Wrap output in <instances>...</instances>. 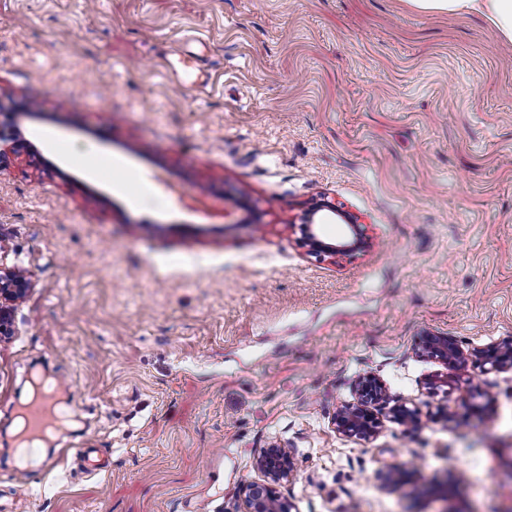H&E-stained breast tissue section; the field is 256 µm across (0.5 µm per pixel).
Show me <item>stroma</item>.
I'll list each match as a JSON object with an SVG mask.
<instances>
[{"label": "stroma", "mask_w": 512, "mask_h": 512, "mask_svg": "<svg viewBox=\"0 0 512 512\" xmlns=\"http://www.w3.org/2000/svg\"><path fill=\"white\" fill-rule=\"evenodd\" d=\"M209 48L208 84L169 71ZM5 263L31 279L0 340V512H224L261 449L296 512H512V371L423 355L512 336V43L407 0H0ZM112 156L110 175L80 159ZM136 182H126L127 172ZM369 251L301 245L321 198ZM447 423L333 419L360 376ZM62 408L16 463L30 392ZM419 478L386 490L387 465ZM321 211H328L336 215L346 223L348 234L343 242L337 244L326 243L318 238L314 230V217ZM304 223V244L309 247L308 253L317 258L336 259L349 256L354 253L364 252L370 247V238L366 233L365 226L358 224L356 219L345 212L331 201L323 200L311 207L305 214Z\"/></svg>", "instance_id": "1"}]
</instances>
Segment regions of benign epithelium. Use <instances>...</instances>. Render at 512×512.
Returning <instances> with one entry per match:
<instances>
[{
    "label": "benign epithelium",
    "mask_w": 512,
    "mask_h": 512,
    "mask_svg": "<svg viewBox=\"0 0 512 512\" xmlns=\"http://www.w3.org/2000/svg\"><path fill=\"white\" fill-rule=\"evenodd\" d=\"M321 211H328L345 221L348 234L344 241L331 244L318 238L314 217ZM303 229L308 253L320 259L349 256L370 247L365 226L330 201L324 200L306 212ZM31 287L30 279L0 263V338L11 335L12 313L27 297ZM423 348L428 357L445 365L469 360L482 371L512 370V336L483 348L466 350L453 336L431 334L425 337ZM354 391L355 401L341 405L334 419L336 431L348 439L369 441L379 434L382 421L370 409L372 405L387 410L389 421L402 427L417 429L423 423L422 412L417 405L407 406V402L395 398L389 388L375 377L359 379ZM255 467L263 479L242 482L237 500L225 512H293L294 504L279 490L293 473V461L288 450L276 445L262 449ZM417 475V469L411 465H391L382 474V488L400 486Z\"/></svg>",
    "instance_id": "benign-epithelium-1"
}]
</instances>
